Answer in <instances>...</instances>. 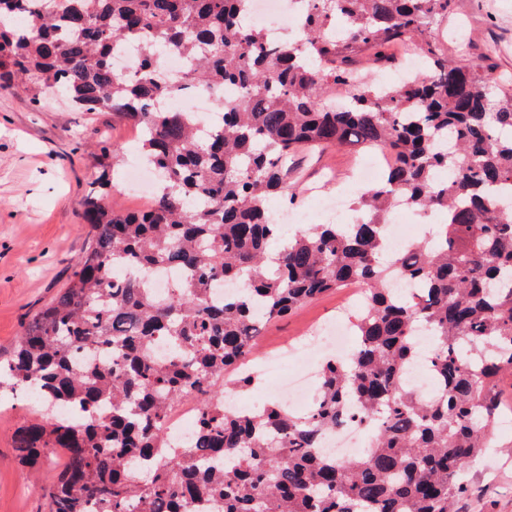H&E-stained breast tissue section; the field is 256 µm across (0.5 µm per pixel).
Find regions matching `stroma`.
<instances>
[{"instance_id":"obj_1","label":"stroma","mask_w":512,"mask_h":512,"mask_svg":"<svg viewBox=\"0 0 512 512\" xmlns=\"http://www.w3.org/2000/svg\"><path fill=\"white\" fill-rule=\"evenodd\" d=\"M462 30L471 56L495 43L496 74L512 77V0H455L454 11L435 36L452 41ZM137 130L113 121L108 112H75L63 101L34 105L20 86L0 90V354L8 353L25 323L66 287L87 238L80 201L102 173L100 145H119L125 161L137 159ZM360 152L328 148L301 157L293 208L324 223L308 192L326 170L335 179L327 193L345 188ZM346 291L330 292L287 318L268 324L260 338L266 350L281 348L312 324L330 319ZM32 416L27 399L0 396V512H46L42 488L51 482L61 457L44 459L35 473L14 453V435ZM470 492L457 512H512V433L498 437L493 453L469 476Z\"/></svg>"}]
</instances>
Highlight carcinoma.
Segmentation results:
<instances>
[{
    "label": "carcinoma",
    "instance_id": "1",
    "mask_svg": "<svg viewBox=\"0 0 512 512\" xmlns=\"http://www.w3.org/2000/svg\"><path fill=\"white\" fill-rule=\"evenodd\" d=\"M302 2L299 38L276 45L246 22L248 0H0V90L18 83L35 103L51 93L134 123L159 180L147 211L117 212L90 188L69 283L0 358V389L32 391L39 415L17 429L15 452L29 467L65 458L48 512H454L490 452L497 380L512 370V210H499L512 202L501 194L512 190V80L431 40L454 0ZM19 13L30 16L22 36ZM406 42L424 73L384 90L356 77L357 55ZM122 44L141 53L133 78L112 70ZM169 51L192 62L179 84L160 75ZM198 83L237 90L206 134L188 112L155 109ZM346 145L393 158L355 192L365 218L285 233L268 200L294 202V153ZM397 204L446 220L395 258L385 229ZM160 266L186 273L164 301L141 278H118ZM396 273L418 295L392 292ZM221 279L239 288L219 300ZM352 281L365 286L357 345L324 362L313 402L226 408V375L255 384L242 366L264 324ZM419 330L434 338V397L400 381ZM159 339L165 361L152 355ZM193 392L207 399L174 451L166 418ZM348 420L376 422L374 447L321 454Z\"/></svg>",
    "mask_w": 512,
    "mask_h": 512
}]
</instances>
